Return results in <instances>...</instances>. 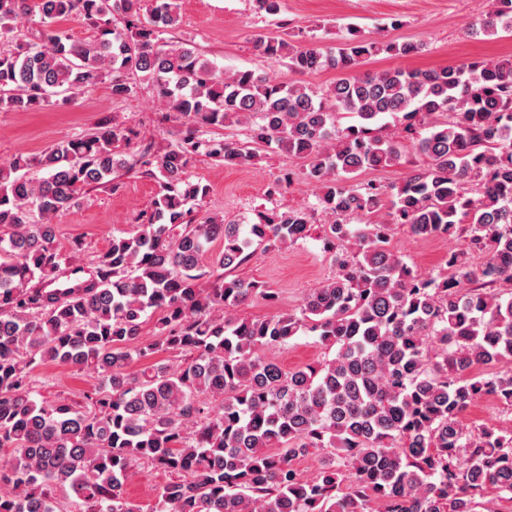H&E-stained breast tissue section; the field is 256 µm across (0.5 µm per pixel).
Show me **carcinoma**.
I'll return each instance as SVG.
<instances>
[{"label":"carcinoma","mask_w":512,"mask_h":512,"mask_svg":"<svg viewBox=\"0 0 512 512\" xmlns=\"http://www.w3.org/2000/svg\"><path fill=\"white\" fill-rule=\"evenodd\" d=\"M0 0V39L38 19L37 41L0 49V111L62 106L109 81L124 98L133 75L183 127L158 151H133L136 134L101 122L43 155L0 163V512H141L125 486L137 462L167 472L150 512H500L512 502V432H467L462 417L491 396L512 409V60L362 73L394 44L352 29L328 47L260 36L266 58L306 74H342L319 93L252 70L224 72L188 43L165 38L178 0ZM480 31L512 34V0H490ZM80 17L75 42L55 27ZM356 123L342 127L337 114ZM402 116L423 158L391 185L351 180L409 162L380 129ZM245 124L255 148L204 138ZM305 162L318 203L336 216L317 237L336 275L295 313L242 317L275 291L231 274L259 248L310 236L306 208L256 213L242 226L222 215L186 223L209 188L185 178L200 155L227 167L259 149ZM43 172L30 176V170ZM158 191L136 232L114 236L88 275L57 247L55 219L119 169ZM474 187L477 197L469 195ZM374 216L357 226L347 216ZM422 239L465 234L466 251L425 277L392 244V225ZM223 241L214 276L199 257ZM484 262L474 271L468 256ZM158 315L157 335L142 324ZM312 333L332 355L283 369L265 351ZM176 361L133 369L156 353ZM69 365L98 385L77 402L34 398L32 372ZM322 452L314 477L294 460ZM496 496H489L490 492Z\"/></svg>","instance_id":"cac0c4a2"}]
</instances>
